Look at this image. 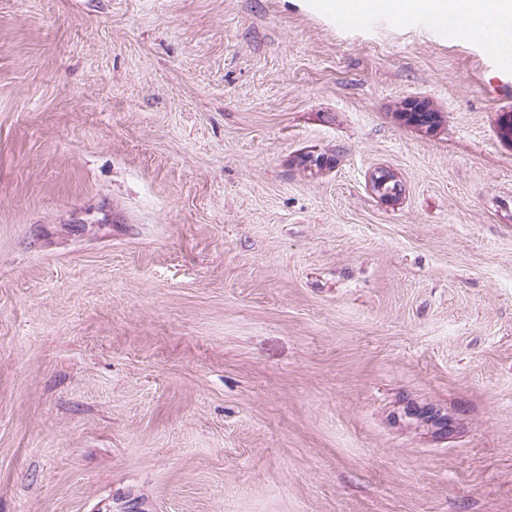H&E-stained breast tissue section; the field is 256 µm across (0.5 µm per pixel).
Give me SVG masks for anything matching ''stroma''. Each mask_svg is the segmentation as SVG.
<instances>
[{
  "mask_svg": "<svg viewBox=\"0 0 512 512\" xmlns=\"http://www.w3.org/2000/svg\"><path fill=\"white\" fill-rule=\"evenodd\" d=\"M509 113L318 0H0V512H512Z\"/></svg>",
  "mask_w": 512,
  "mask_h": 512,
  "instance_id": "1",
  "label": "stroma"
}]
</instances>
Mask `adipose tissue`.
I'll return each mask as SVG.
<instances>
[{
  "mask_svg": "<svg viewBox=\"0 0 512 512\" xmlns=\"http://www.w3.org/2000/svg\"><path fill=\"white\" fill-rule=\"evenodd\" d=\"M325 11L351 10L355 19L380 13L401 19L416 13L446 18L492 47L512 50V0H323Z\"/></svg>",
  "mask_w": 512,
  "mask_h": 512,
  "instance_id": "1",
  "label": "adipose tissue"
}]
</instances>
